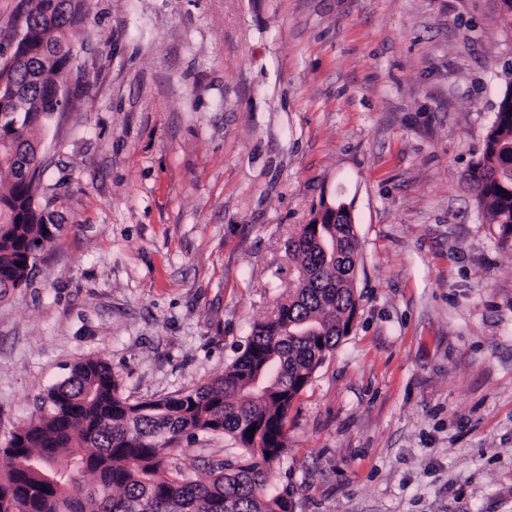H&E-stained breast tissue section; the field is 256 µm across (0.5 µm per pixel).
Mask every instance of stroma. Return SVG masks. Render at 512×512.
<instances>
[{
  "label": "stroma",
  "mask_w": 512,
  "mask_h": 512,
  "mask_svg": "<svg viewBox=\"0 0 512 512\" xmlns=\"http://www.w3.org/2000/svg\"><path fill=\"white\" fill-rule=\"evenodd\" d=\"M39 129L62 230L0 301V446L74 363L205 385L353 204L351 333L288 413L293 512H512V242L465 177L512 80L501 0H90ZM228 436L172 456L208 482Z\"/></svg>",
  "instance_id": "35a3bbf8"
}]
</instances>
